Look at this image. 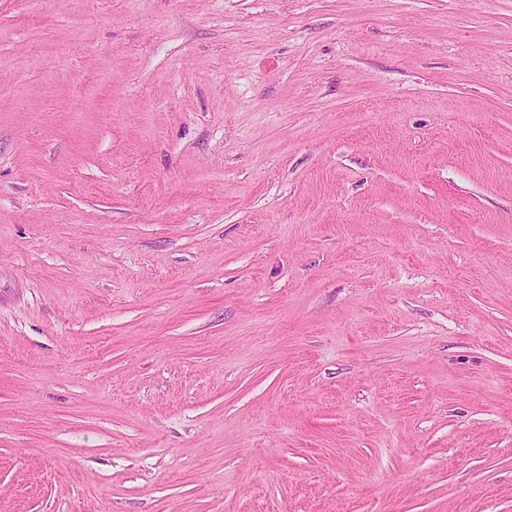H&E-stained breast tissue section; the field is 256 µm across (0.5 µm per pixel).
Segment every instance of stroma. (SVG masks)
Masks as SVG:
<instances>
[{"instance_id": "obj_1", "label": "stroma", "mask_w": 512, "mask_h": 512, "mask_svg": "<svg viewBox=\"0 0 512 512\" xmlns=\"http://www.w3.org/2000/svg\"><path fill=\"white\" fill-rule=\"evenodd\" d=\"M0 512H512V0H0Z\"/></svg>"}]
</instances>
